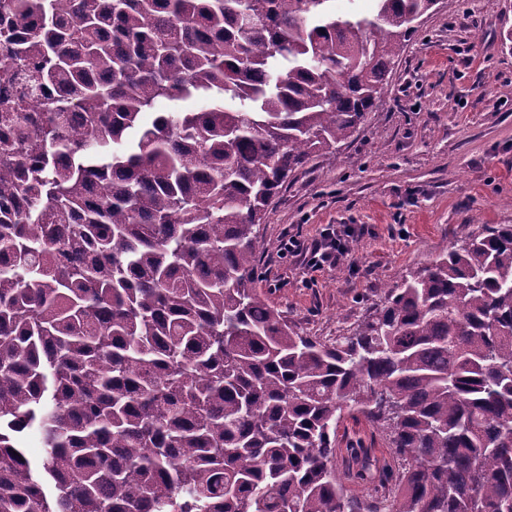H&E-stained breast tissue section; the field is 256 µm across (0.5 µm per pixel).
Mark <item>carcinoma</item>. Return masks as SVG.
<instances>
[{"label": "carcinoma", "mask_w": 512, "mask_h": 512, "mask_svg": "<svg viewBox=\"0 0 512 512\" xmlns=\"http://www.w3.org/2000/svg\"><path fill=\"white\" fill-rule=\"evenodd\" d=\"M330 2L0 0V512H512L511 224L332 342L257 288L273 199L438 0ZM348 415L391 448L367 499ZM344 426L347 428L346 437L343 440L342 447L338 450V456L336 457V473L343 481L348 493L359 497L360 499L367 498L373 486L365 484L361 480L355 478V472L357 466L351 458L350 450L346 449L347 443H354L356 441H362L365 449L371 451L374 455L381 457V453L387 455L388 448H383V441L381 437L376 434V444L373 448L371 445V430L364 422L355 424L351 419L347 418L344 422Z\"/></svg>", "instance_id": "obj_1"}]
</instances>
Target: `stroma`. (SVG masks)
Instances as JSON below:
<instances>
[{"label": "stroma", "instance_id": "obj_1", "mask_svg": "<svg viewBox=\"0 0 512 512\" xmlns=\"http://www.w3.org/2000/svg\"><path fill=\"white\" fill-rule=\"evenodd\" d=\"M357 231L338 266L307 273L280 257L284 235L326 225ZM484 224H512V0H439L405 43L386 95L338 155L293 173L260 227L257 286L307 336L343 335L409 271ZM336 473L351 495L350 443L381 455L365 424L345 420Z\"/></svg>", "mask_w": 512, "mask_h": 512}]
</instances>
